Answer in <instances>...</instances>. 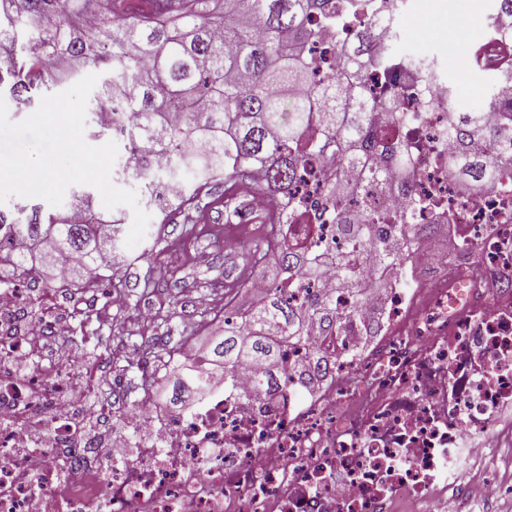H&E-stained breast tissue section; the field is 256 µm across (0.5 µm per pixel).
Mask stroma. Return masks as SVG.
I'll return each mask as SVG.
<instances>
[{
    "label": "stroma",
    "mask_w": 512,
    "mask_h": 512,
    "mask_svg": "<svg viewBox=\"0 0 512 512\" xmlns=\"http://www.w3.org/2000/svg\"><path fill=\"white\" fill-rule=\"evenodd\" d=\"M407 2L415 20L411 34L400 36L399 51L436 60L442 75L453 78L456 48L470 38L460 20L490 11L492 0ZM249 209L248 196L225 197L220 178L195 210L172 208L163 217L149 209L143 240L132 248L125 240L117 241L108 286L62 288L51 270L35 265L34 298H52L56 314L84 327L81 347L64 337L61 350L68 357L82 350L83 362L96 369L100 396L112 410L107 428L120 426L124 410L140 398L139 364L161 369L167 349L187 336L197 346L206 345L210 334L202 330L203 320L223 309L230 284L253 271L244 249L216 240L207 228L224 225Z\"/></svg>",
    "instance_id": "obj_1"
}]
</instances>
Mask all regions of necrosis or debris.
<instances>
[{
  "label": "necrosis or debris",
  "instance_id": "obj_1",
  "mask_svg": "<svg viewBox=\"0 0 512 512\" xmlns=\"http://www.w3.org/2000/svg\"><path fill=\"white\" fill-rule=\"evenodd\" d=\"M509 30L511 14L490 13L461 46L453 83L482 100L492 134L512 131ZM396 62L364 80L377 91L414 84L399 134L411 180L365 204L460 225L455 249L415 234L392 264L364 257L359 293L334 292L335 317L313 320L303 344L283 352L275 387L255 388L238 367L231 386L215 385L174 420L153 397L154 372L123 431L100 438L82 429L78 365L22 377L0 369V512H472L474 497L500 494L490 476L475 496H449L448 482L462 462L512 444V186L468 189L449 177L450 83L426 86L406 57ZM479 71L496 76L491 90ZM256 210L335 251V225H297L298 209L270 199ZM381 281L389 288L378 299ZM28 300V289H0V358L10 362L32 341L19 324ZM127 429L145 441L123 451Z\"/></svg>",
  "mask_w": 512,
  "mask_h": 512
}]
</instances>
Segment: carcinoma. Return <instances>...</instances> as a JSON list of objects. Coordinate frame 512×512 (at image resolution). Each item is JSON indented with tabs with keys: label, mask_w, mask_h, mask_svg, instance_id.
Masks as SVG:
<instances>
[{
	"label": "carcinoma",
	"mask_w": 512,
	"mask_h": 512,
	"mask_svg": "<svg viewBox=\"0 0 512 512\" xmlns=\"http://www.w3.org/2000/svg\"><path fill=\"white\" fill-rule=\"evenodd\" d=\"M213 2L0 0V89L27 105L35 91H50L84 72L101 76L94 104L111 99L126 115L119 133L127 138L131 164L122 174L172 178L182 169L196 170V180L173 197L165 182H145L142 192L158 209L172 199L179 209L193 208L218 174L234 183L257 172L262 180L256 191L286 200L309 157L333 151L336 164L321 214L350 244L336 260L337 279L358 280L357 261L368 250L383 264L397 260L404 234L429 232L433 225L416 223L410 212L352 216L348 210L364 187L390 184L387 169L366 165V152L396 137L407 116L402 103L412 94L407 84L378 96L361 84L367 71L388 66L373 46L376 2L224 0L222 16ZM354 10L361 19L351 33L344 19ZM326 34L340 43V69L318 77L308 54ZM412 67L434 82L442 79L433 59H416ZM382 105L391 112L381 124L375 109ZM483 121L480 111H453L448 121V172L474 186L512 170V136L493 134L491 148L481 151ZM351 169L360 171L361 182L348 181ZM73 197L74 208L86 217L81 223L68 212L46 211L23 199L12 210L0 209V258L27 273L31 252H16L13 243H48L50 250H41L44 263L74 258L87 280L104 278L102 271L112 270L122 219L94 212L87 191L75 190ZM385 222L395 225L394 234L374 239V226ZM270 229L256 251L277 257L290 280L318 279L325 254L288 241L273 222ZM286 287L271 283L266 298L246 312L244 326L224 320L202 357L205 368L183 363L169 349L164 366L181 370L170 401L208 390L216 370L229 384L241 359L266 364L283 347L301 344L306 318L332 319L331 295L303 307L290 303Z\"/></svg>",
	"instance_id": "obj_1"
}]
</instances>
